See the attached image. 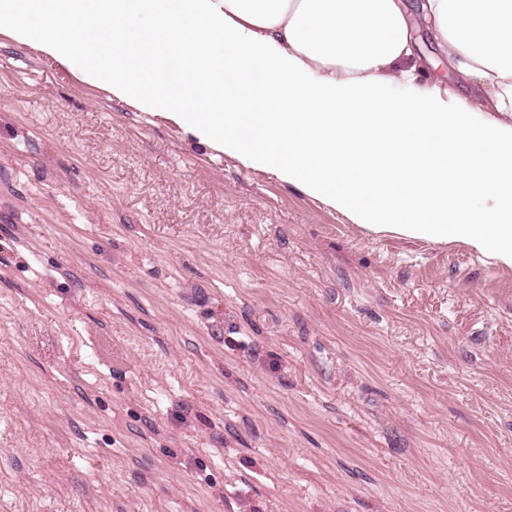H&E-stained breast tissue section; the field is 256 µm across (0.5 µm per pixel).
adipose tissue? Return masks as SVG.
<instances>
[{
  "instance_id": "ef3b65f1",
  "label": "adipose tissue",
  "mask_w": 512,
  "mask_h": 512,
  "mask_svg": "<svg viewBox=\"0 0 512 512\" xmlns=\"http://www.w3.org/2000/svg\"><path fill=\"white\" fill-rule=\"evenodd\" d=\"M418 18L475 95L408 66ZM0 29L352 223L512 267V0H0Z\"/></svg>"
}]
</instances>
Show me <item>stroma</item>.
<instances>
[{
    "label": "stroma",
    "instance_id": "stroma-1",
    "mask_svg": "<svg viewBox=\"0 0 512 512\" xmlns=\"http://www.w3.org/2000/svg\"><path fill=\"white\" fill-rule=\"evenodd\" d=\"M0 512H512V267L0 32Z\"/></svg>",
    "mask_w": 512,
    "mask_h": 512
}]
</instances>
